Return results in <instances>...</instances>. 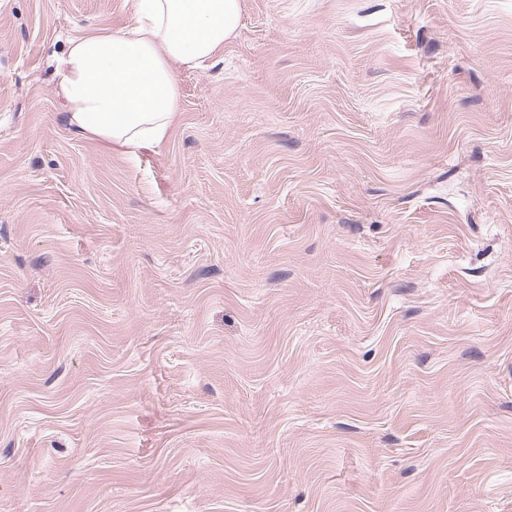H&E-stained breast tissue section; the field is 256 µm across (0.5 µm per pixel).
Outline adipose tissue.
<instances>
[{"instance_id":"adipose-tissue-1","label":"adipose tissue","mask_w":512,"mask_h":512,"mask_svg":"<svg viewBox=\"0 0 512 512\" xmlns=\"http://www.w3.org/2000/svg\"><path fill=\"white\" fill-rule=\"evenodd\" d=\"M242 11L243 0H138L130 26L71 37L55 70L71 136L126 152L163 142L180 110L178 69L214 57Z\"/></svg>"}]
</instances>
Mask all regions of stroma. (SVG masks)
Listing matches in <instances>:
<instances>
[{
    "instance_id": "stroma-1",
    "label": "stroma",
    "mask_w": 512,
    "mask_h": 512,
    "mask_svg": "<svg viewBox=\"0 0 512 512\" xmlns=\"http://www.w3.org/2000/svg\"><path fill=\"white\" fill-rule=\"evenodd\" d=\"M0 0V512H512V0H243L166 140Z\"/></svg>"
}]
</instances>
